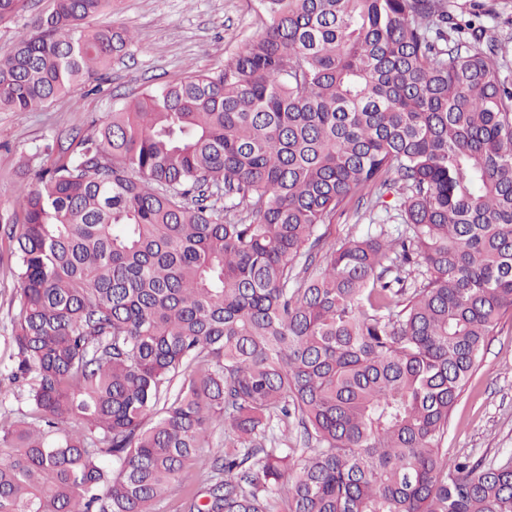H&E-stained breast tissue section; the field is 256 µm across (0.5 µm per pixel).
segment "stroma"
<instances>
[{"instance_id": "obj_1", "label": "stroma", "mask_w": 512, "mask_h": 512, "mask_svg": "<svg viewBox=\"0 0 512 512\" xmlns=\"http://www.w3.org/2000/svg\"><path fill=\"white\" fill-rule=\"evenodd\" d=\"M102 21L134 32L137 44L129 55L45 111L0 112V214L18 208L22 155L59 131L94 132L125 97L179 79L190 68L220 66L262 30L257 0H117ZM17 287L14 243L0 230V371L10 363ZM443 448L451 457L512 458L511 317L488 336L479 366L451 410Z\"/></svg>"}]
</instances>
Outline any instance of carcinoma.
Returning a JSON list of instances; mask_svg holds the SVG:
<instances>
[{
    "label": "carcinoma",
    "mask_w": 512,
    "mask_h": 512,
    "mask_svg": "<svg viewBox=\"0 0 512 512\" xmlns=\"http://www.w3.org/2000/svg\"><path fill=\"white\" fill-rule=\"evenodd\" d=\"M112 4L35 17L0 112L129 54V29L90 24ZM258 9L224 64L37 147L54 160L18 186L22 223L0 216L19 281L0 397L26 406L0 423V512H164L197 467L180 512H512L511 459L443 452L512 314L508 45L448 0ZM351 208L367 233L328 242ZM291 424L315 447L281 443Z\"/></svg>",
    "instance_id": "carcinoma-1"
}]
</instances>
